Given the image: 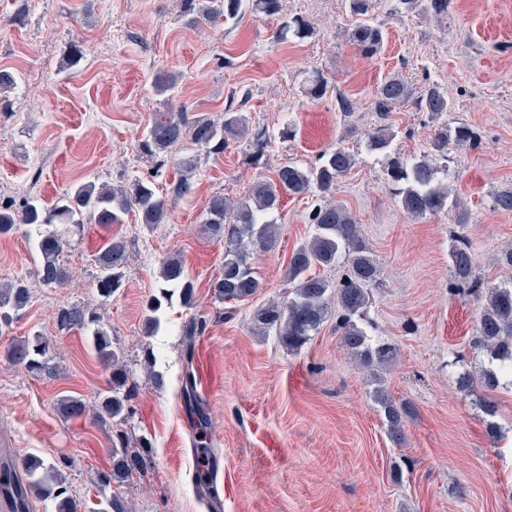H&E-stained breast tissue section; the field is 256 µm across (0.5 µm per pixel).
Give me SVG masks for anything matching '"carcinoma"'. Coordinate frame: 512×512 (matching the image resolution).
Wrapping results in <instances>:
<instances>
[{"instance_id": "1", "label": "carcinoma", "mask_w": 512, "mask_h": 512, "mask_svg": "<svg viewBox=\"0 0 512 512\" xmlns=\"http://www.w3.org/2000/svg\"><path fill=\"white\" fill-rule=\"evenodd\" d=\"M404 9L426 15L448 14L453 0H400ZM379 0H348L350 12L359 17L358 24L348 33L349 42L362 54L373 57L384 43V32L372 21ZM276 16L282 10V0H182L183 16L187 23L214 24L220 20H233L246 11ZM313 24L298 15L291 18L276 32L275 39L292 37L304 40L312 36ZM409 101L433 117L450 112L447 93L437 85L421 91L413 88L399 75L386 78L375 91V111L387 119L394 108ZM370 151L387 154L394 138L392 126L379 125L366 133ZM247 140L251 148L249 161L262 162L270 144L269 134L251 129L248 118L241 112L226 111L220 121L206 115L190 116L182 107H170L158 114L145 137L139 143L142 153L163 157L173 149L190 144L208 155L219 156L229 142ZM473 146L475 132L465 124L454 126L443 123L435 130L432 153L429 156L405 158L394 156L388 162L387 174L397 186L402 210L412 218H423L448 210V185L438 178L434 157L448 155V143ZM355 164L354 156L341 146L323 151L319 164L302 168L286 163L275 170L273 177L254 182L248 196L230 199L214 196L208 203L202 223L210 232L224 240V264L210 285L214 297L225 303L245 301L255 295L260 286L252 266L253 255L271 252L278 247L275 214L279 212L286 195L314 194L322 199L310 212V223L315 233L296 248L286 270L288 283L293 285L291 297L284 303L270 302L256 310L254 322L262 333L275 332L283 345L299 350L315 336L329 316L331 305L341 314L336 321V332L341 345L360 357L363 365H383L396 354L388 342L374 343L359 321L370 303L371 290L379 281L380 270L360 233L357 220L347 208L323 198L336 190L340 179ZM192 164L184 163V174L173 187V195L184 197L192 190ZM136 212L139 223L152 230L168 221L170 209L166 197L160 195L151 180L136 179L130 184L107 185L93 181L82 183L73 191L57 198L52 204L37 198H28L20 205L0 202V236L12 234L21 225L50 226L60 224L79 227L98 224L110 227L121 223L122 216ZM38 261L33 277L46 287L63 288L69 275L63 264V254L70 248L66 232L48 230L38 235L35 243ZM128 258V241L121 235L111 236L94 255L98 268L96 291L107 300L123 285ZM343 260L346 270L338 284L313 272L316 267L328 268ZM452 287L460 290L485 289V302L476 327V345L486 352L491 368L485 371V387L493 390L504 378L512 382V285L486 284L476 277L469 245L456 240L449 249ZM159 295L147 305L145 327L150 333L159 325L157 312L163 303L178 297L185 307L196 304L194 283L187 278L183 262L178 256H168L161 262ZM31 299L29 279L17 277L0 285V334L9 328L13 314L27 307ZM58 329L90 330L99 362L109 370V384L101 396L96 411L81 399L63 398L58 402L60 413L76 420L91 414L94 418L118 420L124 424L130 418L129 395L126 387L129 374L122 353L113 345L111 334L101 324L97 309L88 304H74L57 313ZM201 332L199 322H188L182 331L185 336L187 360H193L194 339ZM50 341L35 334L11 344L6 356L34 374L55 369L51 364ZM194 376L188 372L183 381V396L191 413L196 416L195 442L200 477L214 468L215 457L209 439V422L202 402L194 389ZM374 399L381 407L391 438L402 435L405 418L412 413L404 402H396L381 388L374 391ZM151 440L139 439V449L131 450L124 436L112 442L110 473L104 482H120L142 471L150 456ZM35 498L51 499L55 512H77V505L67 495L59 471L37 457L17 463L9 456L0 458V509L3 512H31Z\"/></svg>"}]
</instances>
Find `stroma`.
I'll return each mask as SVG.
<instances>
[{"label": "stroma", "mask_w": 512, "mask_h": 512, "mask_svg": "<svg viewBox=\"0 0 512 512\" xmlns=\"http://www.w3.org/2000/svg\"><path fill=\"white\" fill-rule=\"evenodd\" d=\"M296 15L313 23V36L274 40ZM373 21L385 42L367 58L347 39L357 19L345 0H283L279 16L249 12L204 28L187 24L181 0H0V70L17 82L11 114H0V199L50 203L88 180L150 177L171 204L169 222L151 231L124 216V285L104 303L93 257L110 231L71 228L64 265L72 287L33 285L30 303L0 335V453L54 464L78 512H103L116 490L133 512H211L196 488L181 394L190 368L210 387L201 402L211 420L219 512H512V384L490 392L482 386L487 357L473 345L482 303L452 290L448 258L452 241L465 238L477 277L512 282V268L496 262L512 250V213L493 207L494 195L512 188V0H456L448 15L428 18L381 0ZM73 43L83 58L68 70L64 57ZM317 71L331 82L319 99L308 94ZM168 72L180 76L173 103L188 114L218 120L237 110L269 132L261 165L248 164L244 140L215 157L193 148L162 161L142 155L154 113L168 105L153 82ZM395 74L419 90L443 87L449 121L468 124L478 137L476 147L452 144L436 160L468 223H457L452 211L409 217L387 176L388 156L427 151L438 126L428 113L411 103L397 107L388 154L367 148L364 134L380 122L374 91ZM34 87L41 90L36 101ZM343 97L353 111L340 109ZM286 126L292 134L284 139ZM336 145L355 165L332 199L356 217L381 269L362 325L397 348L395 359L375 370L342 347L335 317L295 352L253 328L257 307L289 296L288 259L314 232L308 216L315 196H284L279 244L256 257L260 289L251 300L221 303L210 288L224 242L201 222L209 200L242 197L254 179L272 177L288 162L316 166ZM187 155L195 160L193 190L175 198L171 189ZM37 235L24 226L0 237V281L33 271ZM171 255L182 259L197 304L163 306L149 334L147 304L158 293L161 261ZM76 302L100 304L133 383L128 435L148 436L153 445L147 468L116 490L102 482L116 424L73 421L58 410L65 396L98 403L108 386L87 332L56 327L58 310ZM193 318L204 329L190 350L182 329ZM36 332L52 339L56 375L30 373L3 356ZM462 370L476 381L473 392L460 389ZM378 387L415 407L401 441L388 433L374 399ZM487 395L498 405L492 417L481 406Z\"/></svg>", "instance_id": "obj_1"}]
</instances>
